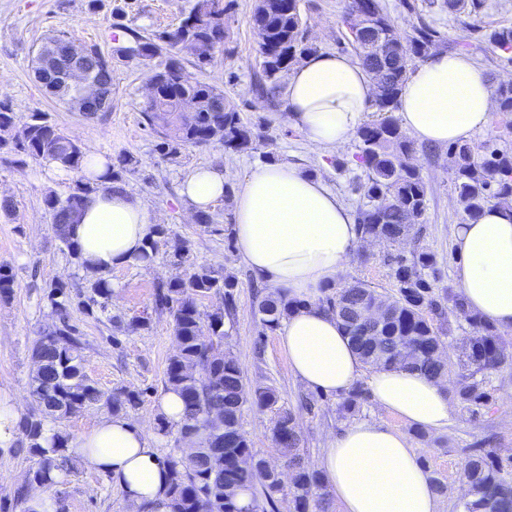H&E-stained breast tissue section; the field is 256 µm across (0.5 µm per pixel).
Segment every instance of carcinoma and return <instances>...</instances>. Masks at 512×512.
I'll return each mask as SVG.
<instances>
[{
    "mask_svg": "<svg viewBox=\"0 0 512 512\" xmlns=\"http://www.w3.org/2000/svg\"><path fill=\"white\" fill-rule=\"evenodd\" d=\"M441 10L451 15L470 14L474 0H441ZM223 0H194L187 16L173 32L161 36L170 48L187 49L202 67L211 62L215 44L224 38ZM359 12L373 16L374 26L368 39L346 34L348 43L358 50L359 64L382 79L380 91L372 103L379 117L362 125L357 132L356 160L366 172V181L353 190L367 199L358 209L357 224L361 238H373L393 246L403 240L426 211V186L412 164L416 147L401 130L392 112L412 69L424 62L439 45L458 49L467 42H447L445 34L424 20L401 35L394 29L381 0H346L339 23ZM251 25L259 31L260 73L255 90L275 92L291 66L318 52L307 33L301 0H281V9L263 14L252 13ZM120 39L141 47V59L161 54L162 47L132 27H124ZM485 41L512 62V26L494 28ZM153 78L157 90L144 99L141 115L156 136L155 150L172 157L185 147H204L218 142L232 153L256 150L263 135L242 122L238 103L224 91L190 77L174 56L160 63ZM498 109L512 112V83H501L495 90ZM194 102L189 117L182 112L185 101ZM26 137L4 143L0 151L16 156V162L50 159L61 169L75 174L70 193L61 198L50 191L43 205L51 218V229L70 257L85 274L87 291L72 292L71 285L58 281L49 286L47 300L55 321L44 328L31 348L34 370L31 394L35 410L22 422L25 439L22 447L38 458L28 472V483L40 487L52 484L51 473L69 469L71 459L64 455L69 435L60 431L52 437V454L43 449L46 424L60 421L74 412L99 405L118 414L138 403L135 393L120 389L102 392L82 369V334L72 322L73 298L87 311H107L112 283L101 272L82 261L79 247L71 237L70 225L84 209L96 187L84 181L83 171L91 165L83 147L70 145L69 136L44 112L30 114ZM450 175L454 192L471 220L492 204L512 203V150L486 145L478 154L468 144L448 146ZM136 164L133 156H123L112 166L109 191L125 189L124 174ZM170 235V229L156 225L139 265L154 261L156 238ZM172 263L182 272L156 286L155 310L172 320L177 351L169 359L163 390L179 394L184 418L178 425L175 443H192L187 456L169 455L166 463L170 478L168 495L171 512H266L277 508L276 495L283 492L275 472L253 448L241 428L242 410L250 403L259 409H271L278 394L271 386L245 390L237 359L224 350L225 319L236 307L237 282L231 275L190 262L189 247L176 238L172 244ZM396 291L385 298L371 286L357 280L334 284L324 289L319 304L336 317L362 362L373 368H407L434 377L451 372L457 376L453 400L460 411L475 417L492 400L487 379L503 365L512 362L499 331L465 308L460 296L438 287V261L434 253L420 250L408 259L389 253L384 257ZM217 296L222 305L202 312L197 301ZM256 309L262 327L276 330L298 308L299 303L282 293L256 296ZM376 303L383 311L377 321L362 317V310ZM464 320L471 329L457 358L441 357L435 350L444 346L442 325L450 319ZM368 399L361 386L354 387L338 404L347 417L360 410ZM272 439L285 458L290 471L288 512H330L331 500L325 480L310 468L301 453L302 432L289 411L277 413ZM462 480L473 496L457 501V512H512V462L506 463L493 449H477L468 455ZM248 491L251 502L238 503L241 492Z\"/></svg>",
    "mask_w": 512,
    "mask_h": 512,
    "instance_id": "carcinoma-1",
    "label": "carcinoma"
}]
</instances>
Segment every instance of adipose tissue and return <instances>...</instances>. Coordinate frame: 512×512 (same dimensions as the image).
<instances>
[{
  "label": "adipose tissue",
  "mask_w": 512,
  "mask_h": 512,
  "mask_svg": "<svg viewBox=\"0 0 512 512\" xmlns=\"http://www.w3.org/2000/svg\"><path fill=\"white\" fill-rule=\"evenodd\" d=\"M288 110L307 140L326 150L355 133L373 97L369 74L348 57L315 54L289 74ZM492 88L470 57L434 54L418 66L400 96L399 114L422 143L454 144L486 127ZM92 193L72 227L83 260L101 272L136 263L153 231L150 214L131 193H109L111 170L99 158ZM218 167L196 170L182 185L195 210H206L226 190ZM233 231L242 261L300 307L284 323L280 344L292 373L309 387L347 393L365 381L373 399L408 424L441 430L452 402L445 381L405 368L365 372L335 318L318 305L356 248L357 226L319 180L285 163L252 171L238 190ZM460 257L458 293L469 310L512 331V205L485 209L478 220L449 228ZM67 455L108 474L132 505L148 502L170 512L169 469L158 444L124 415L103 417L71 442ZM340 512H438L431 477L410 439L377 422H354L328 439L315 462Z\"/></svg>",
  "instance_id": "ef3b65f1"
}]
</instances>
